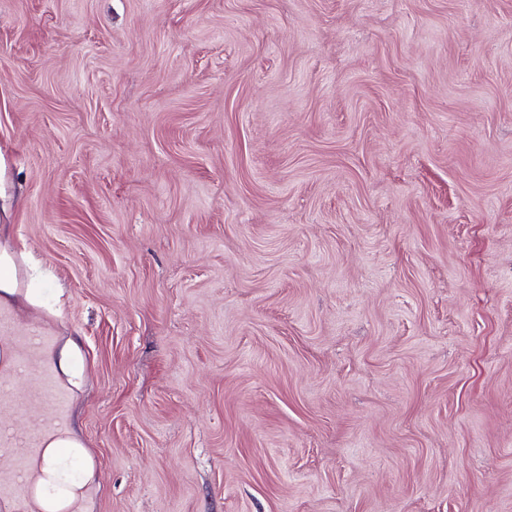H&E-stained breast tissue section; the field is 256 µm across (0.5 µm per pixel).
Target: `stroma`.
I'll return each instance as SVG.
<instances>
[{
    "mask_svg": "<svg viewBox=\"0 0 512 512\" xmlns=\"http://www.w3.org/2000/svg\"><path fill=\"white\" fill-rule=\"evenodd\" d=\"M0 253L80 512H512V0H0Z\"/></svg>",
    "mask_w": 512,
    "mask_h": 512,
    "instance_id": "stroma-1",
    "label": "stroma"
}]
</instances>
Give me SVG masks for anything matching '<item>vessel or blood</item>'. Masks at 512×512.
<instances>
[{"mask_svg":"<svg viewBox=\"0 0 512 512\" xmlns=\"http://www.w3.org/2000/svg\"><path fill=\"white\" fill-rule=\"evenodd\" d=\"M0 333L8 337L12 371L26 375L29 380L22 428H0V453L10 454L14 460L11 472L0 473V512H15V503L31 502L35 492L32 459L42 439L51 436L57 440L56 460L72 456L64 438L68 393L55 375L39 362L40 353L51 343L50 337L13 335L11 322L3 314L0 315Z\"/></svg>","mask_w":512,"mask_h":512,"instance_id":"vessel-or-blood-1","label":"vessel or blood"}]
</instances>
